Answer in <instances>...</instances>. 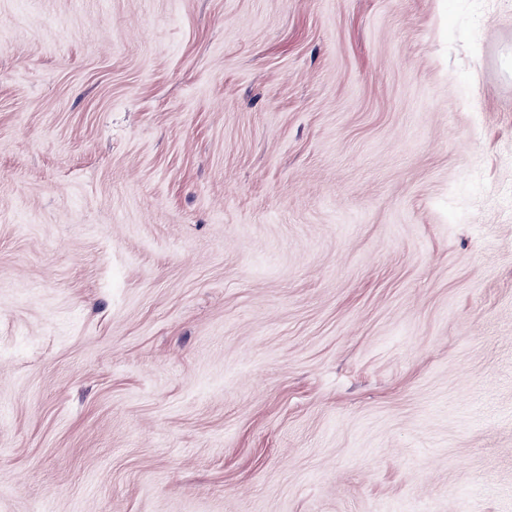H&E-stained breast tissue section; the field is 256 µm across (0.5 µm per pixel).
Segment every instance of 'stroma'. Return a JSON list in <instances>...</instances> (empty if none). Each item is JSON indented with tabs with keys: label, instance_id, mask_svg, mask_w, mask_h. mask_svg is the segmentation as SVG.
<instances>
[{
	"label": "stroma",
	"instance_id": "1",
	"mask_svg": "<svg viewBox=\"0 0 512 512\" xmlns=\"http://www.w3.org/2000/svg\"><path fill=\"white\" fill-rule=\"evenodd\" d=\"M512 0H0V512H512Z\"/></svg>",
	"mask_w": 512,
	"mask_h": 512
}]
</instances>
